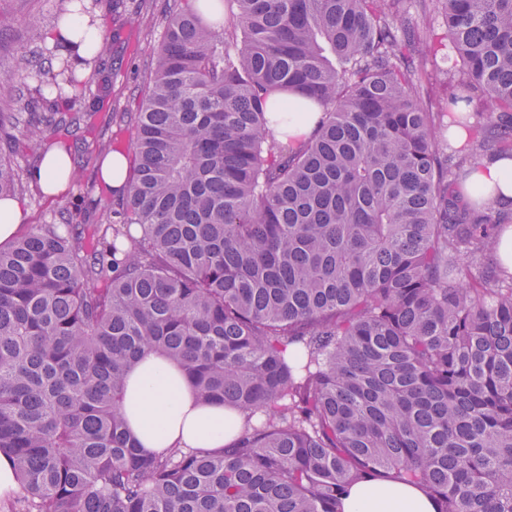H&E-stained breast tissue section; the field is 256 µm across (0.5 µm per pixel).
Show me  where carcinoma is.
<instances>
[{"instance_id": "carcinoma-1", "label": "carcinoma", "mask_w": 512, "mask_h": 512, "mask_svg": "<svg viewBox=\"0 0 512 512\" xmlns=\"http://www.w3.org/2000/svg\"><path fill=\"white\" fill-rule=\"evenodd\" d=\"M140 103L115 224H32L0 247V453L22 512H343L350 485L413 482L438 512H512L507 219L459 185L512 156V125L470 124L481 93L512 119V0H429L458 67L427 89L404 0H175ZM49 53L0 75V106L43 110L13 150L69 133L100 100ZM281 94L317 106L295 145ZM473 131L453 163L437 122ZM22 185L0 151V199ZM244 414L220 454L145 455L120 409L144 353Z\"/></svg>"}]
</instances>
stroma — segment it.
<instances>
[{"label": "stroma", "instance_id": "obj_1", "mask_svg": "<svg viewBox=\"0 0 512 512\" xmlns=\"http://www.w3.org/2000/svg\"><path fill=\"white\" fill-rule=\"evenodd\" d=\"M172 0H123L125 13L113 16L112 68L94 76L93 91L106 94L109 105L98 114L93 128L79 127L70 139L73 156L82 177L72 182L66 195L50 199L39 194L32 183H25L16 198L23 224H105L113 215L104 203L110 195L98 180L101 143L128 146L134 133V115L144 81L156 62L163 28ZM65 7L64 0H0V73L13 70L21 56L47 55L48 38L56 19ZM142 11L153 15L155 23L140 27L128 20ZM401 17L427 26L432 34L436 64L432 67L430 90L434 99L448 94V71L455 57L440 14L423 12L412 0H405Z\"/></svg>", "mask_w": 512, "mask_h": 512}]
</instances>
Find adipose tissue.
<instances>
[{"mask_svg":"<svg viewBox=\"0 0 512 512\" xmlns=\"http://www.w3.org/2000/svg\"><path fill=\"white\" fill-rule=\"evenodd\" d=\"M72 172L71 157L63 146L47 147L30 172L33 182L49 195L63 192ZM484 201L512 202V157L475 164L466 181ZM121 410L130 433L142 450L167 448L183 452H223L242 426L239 412L198 401L184 371L176 363L148 353L129 371ZM344 512H437L438 505L421 488L387 478H367L353 485L343 499Z\"/></svg>","mask_w":512,"mask_h":512,"instance_id":"1","label":"adipose tissue"}]
</instances>
